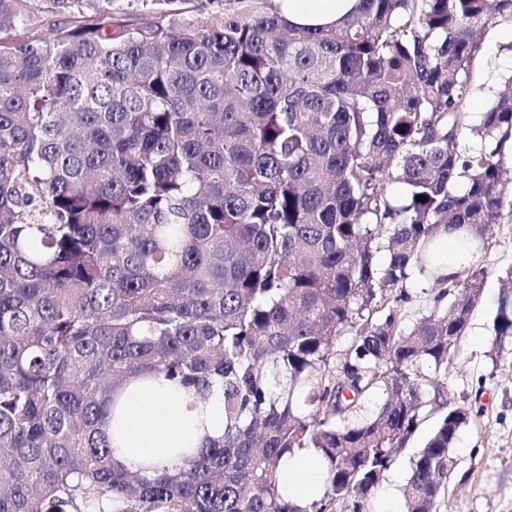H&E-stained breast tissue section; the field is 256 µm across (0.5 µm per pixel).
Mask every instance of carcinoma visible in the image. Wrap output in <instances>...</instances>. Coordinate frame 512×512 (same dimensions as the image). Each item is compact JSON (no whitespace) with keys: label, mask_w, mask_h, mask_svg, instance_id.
Segmentation results:
<instances>
[{"label":"carcinoma","mask_w":512,"mask_h":512,"mask_svg":"<svg viewBox=\"0 0 512 512\" xmlns=\"http://www.w3.org/2000/svg\"><path fill=\"white\" fill-rule=\"evenodd\" d=\"M114 2L0 0V512H366L434 414L403 496L440 512L512 134V78L473 126L471 71L512 0H360L314 31L186 0H128L152 22L117 27ZM444 236L471 250L451 276ZM144 377L220 391L224 436L121 467L105 427ZM307 448L327 479L302 506L278 470ZM406 288L411 295V300L403 304L402 316L404 318V328L408 330L420 317V314L426 312V309L431 305L432 296L423 294L422 291L424 290L421 289L431 287L418 281L407 282Z\"/></svg>","instance_id":"1"}]
</instances>
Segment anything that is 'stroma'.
<instances>
[{"mask_svg": "<svg viewBox=\"0 0 512 512\" xmlns=\"http://www.w3.org/2000/svg\"><path fill=\"white\" fill-rule=\"evenodd\" d=\"M512 30L511 21L484 29L481 52L472 70L476 88L468 103L472 116L486 111L507 77L512 76V41H501ZM486 263L491 272L485 291L498 294L501 282L512 271V183L505 194L503 218L489 241ZM496 309L481 303L474 310L465 335L448 367V397L475 408L469 424L461 429L448 476L451 512H512V343L492 353ZM433 427L425 422L402 449L369 501V512H402L401 490L410 473V461Z\"/></svg>", "mask_w": 512, "mask_h": 512, "instance_id": "1", "label": "stroma"}]
</instances>
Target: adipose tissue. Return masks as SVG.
<instances>
[{"mask_svg":"<svg viewBox=\"0 0 512 512\" xmlns=\"http://www.w3.org/2000/svg\"><path fill=\"white\" fill-rule=\"evenodd\" d=\"M358 5V0H275L283 19L305 28L337 24ZM107 432L114 459L126 469L174 466L206 439L223 436V399L216 393L191 408L164 382L136 379L116 399ZM325 479L324 466L314 450H301L284 463L285 489L297 503L317 499Z\"/></svg>","mask_w":512,"mask_h":512,"instance_id":"ef3b65f1","label":"adipose tissue"}]
</instances>
